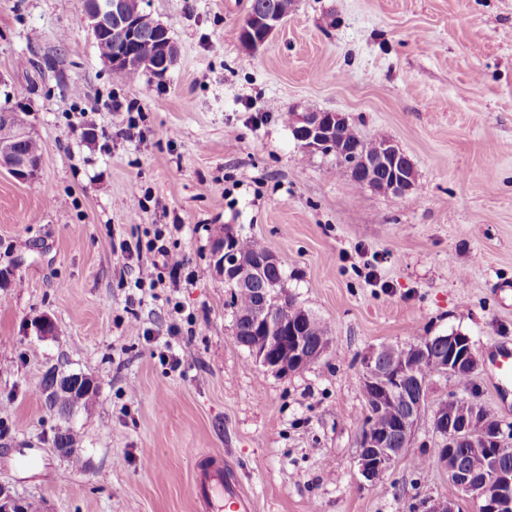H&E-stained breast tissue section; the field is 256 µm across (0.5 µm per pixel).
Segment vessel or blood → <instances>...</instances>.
I'll return each instance as SVG.
<instances>
[{"label":"vessel or blood","mask_w":512,"mask_h":512,"mask_svg":"<svg viewBox=\"0 0 512 512\" xmlns=\"http://www.w3.org/2000/svg\"><path fill=\"white\" fill-rule=\"evenodd\" d=\"M192 493L203 512H254L252 499L244 492L234 472L219 459L194 477Z\"/></svg>","instance_id":"vessel-or-blood-1"}]
</instances>
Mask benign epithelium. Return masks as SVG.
Masks as SVG:
<instances>
[{
    "label": "benign epithelium",
    "mask_w": 512,
    "mask_h": 512,
    "mask_svg": "<svg viewBox=\"0 0 512 512\" xmlns=\"http://www.w3.org/2000/svg\"><path fill=\"white\" fill-rule=\"evenodd\" d=\"M82 12L93 36L105 35L113 29L122 31L127 41H137L136 16L128 13L126 0H81ZM281 14H253L245 24L243 43L258 50L281 26ZM179 49L174 40L164 36L156 40L152 55L138 58L126 55L102 58L110 69L137 65L155 71L163 77L174 66ZM296 141L306 153L332 155L350 174L372 176L373 171L385 170L394 193L406 195L415 185L416 174L406 163V156L394 143L386 141L370 153L359 143L345 144L337 137V128L347 123L339 112H302L293 116ZM30 135L17 112L0 110V169L10 172L20 181L35 179L41 169L42 157L18 151L16 144ZM215 274L231 287L258 284V303L247 313L257 342L252 345L253 358L268 373L286 378L319 361L329 350L331 340L313 342L307 338L310 313L302 307L288 289L266 277L271 268H280L281 261L273 253L246 257L234 245L233 236L225 227L211 243ZM292 309L294 320L281 315ZM420 359L431 367L454 377L478 367V357L470 337L451 332L427 337L406 345H385L372 348L360 357L361 386L364 396L379 408L387 404L404 409L394 434L379 433L364 427L359 436L357 464L361 475L372 481L389 470L406 452V445L415 434L417 422L429 401L427 383L413 376V362ZM433 432L439 439L438 461L448 469V480L457 489L458 497L437 499L426 512H460V500H474L477 512H512V470L500 463V456L512 451V429L483 417L478 402L456 394L432 413ZM403 437V447H394L393 436ZM480 438L490 448L484 475V492L473 495L470 473L460 462L448 463V452L460 444Z\"/></svg>",
    "instance_id": "7a95c632"
}]
</instances>
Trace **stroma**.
Returning a JSON list of instances; mask_svg holds the SVG:
<instances>
[{
	"instance_id": "stroma-1",
	"label": "stroma",
	"mask_w": 512,
	"mask_h": 512,
	"mask_svg": "<svg viewBox=\"0 0 512 512\" xmlns=\"http://www.w3.org/2000/svg\"><path fill=\"white\" fill-rule=\"evenodd\" d=\"M179 48L165 77L120 82L79 0H0V108L42 145L36 179L0 169V483L39 512H198L197 457L233 467L255 512H424L452 498L423 413L378 479L359 472L360 356L459 331L465 396L512 424L491 348L512 345V0H295L265 47L249 0H141ZM343 113L412 162L398 196L307 154L286 113ZM136 120L140 138L123 134ZM142 202L138 212L127 204ZM259 239L332 327L281 378L233 336L215 276L222 226ZM127 264L121 243L148 241ZM180 253L177 276L163 250ZM49 317L55 334L40 335ZM192 353L160 356L172 326ZM92 377V412L50 406L51 367ZM80 436L81 466L55 450Z\"/></svg>"
}]
</instances>
